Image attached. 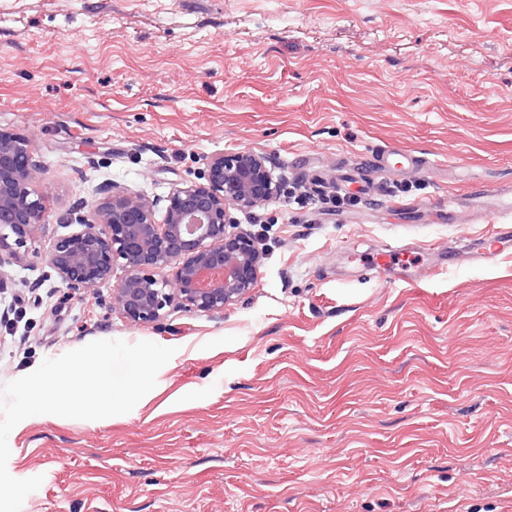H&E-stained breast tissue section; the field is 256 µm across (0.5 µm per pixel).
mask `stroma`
Segmentation results:
<instances>
[{
	"label": "stroma",
	"mask_w": 512,
	"mask_h": 512,
	"mask_svg": "<svg viewBox=\"0 0 512 512\" xmlns=\"http://www.w3.org/2000/svg\"><path fill=\"white\" fill-rule=\"evenodd\" d=\"M0 133L25 135L46 210L0 265V384L103 339L175 347L164 382L100 420L36 415L9 473L22 512H512V239L414 283L372 264L512 232V209L435 223L429 197L512 185V0H0ZM398 147L432 179L358 170ZM341 212L237 213L257 283L219 314L112 306L127 270L72 290L60 216L116 182L152 199L222 152ZM409 252V249L400 245H384L379 248L373 255L374 264L383 270H392L395 265H404V256Z\"/></svg>",
	"instance_id": "1"
}]
</instances>
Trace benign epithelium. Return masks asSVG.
<instances>
[{
  "label": "benign epithelium",
  "instance_id": "1",
  "mask_svg": "<svg viewBox=\"0 0 512 512\" xmlns=\"http://www.w3.org/2000/svg\"><path fill=\"white\" fill-rule=\"evenodd\" d=\"M42 168L27 137L0 134V249L10 236L21 244L43 222L32 183ZM202 183H178L166 196L162 219L156 203L117 183L92 206L80 202L61 217L79 229L57 238L49 263L71 289L112 277L118 262L128 274L114 292L124 318L139 325L160 317L173 299L200 313H219L256 283L262 253L257 242L235 232L232 211H248L279 197L280 183L264 156L250 151L213 155ZM170 267L176 294L155 270Z\"/></svg>",
  "mask_w": 512,
  "mask_h": 512
}]
</instances>
